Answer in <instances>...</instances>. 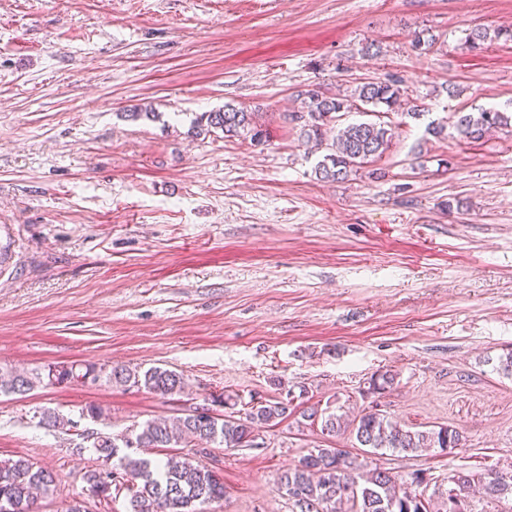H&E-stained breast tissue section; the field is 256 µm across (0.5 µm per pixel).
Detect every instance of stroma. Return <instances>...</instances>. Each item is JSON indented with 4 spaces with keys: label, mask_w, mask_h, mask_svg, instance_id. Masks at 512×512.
<instances>
[{
    "label": "stroma",
    "mask_w": 512,
    "mask_h": 512,
    "mask_svg": "<svg viewBox=\"0 0 512 512\" xmlns=\"http://www.w3.org/2000/svg\"><path fill=\"white\" fill-rule=\"evenodd\" d=\"M475 27L512 29V0H0V372L109 362L186 381L0 396V459L59 477L40 512L87 499L94 459L39 425L44 408L118 434L219 394L291 401L253 446L207 447L224 497L206 512H289L283 470L359 455L301 422L313 407L457 428V448L376 459L425 473L429 495L512 470V134L467 146L454 127L512 114V41L472 49ZM395 78L420 115L390 111L383 178H317L333 139L290 122L299 91ZM227 103L262 113L264 142L197 134ZM384 370L393 387L368 393Z\"/></svg>",
    "instance_id": "1"
}]
</instances>
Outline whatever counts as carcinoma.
<instances>
[{
  "label": "carcinoma",
  "instance_id": "1",
  "mask_svg": "<svg viewBox=\"0 0 512 512\" xmlns=\"http://www.w3.org/2000/svg\"><path fill=\"white\" fill-rule=\"evenodd\" d=\"M512 40V32L490 34L485 28H474L467 36L472 48H478L490 37ZM401 81H368L354 90L355 100L330 97L316 89L299 92L302 110L289 115V120L301 125L303 133L320 139L326 128L338 120V114L348 112L354 101L363 105V112L384 105L392 108L399 102ZM261 115L247 112L230 103L212 112H205L197 126H206L234 137L241 132L253 141L262 138ZM455 127L458 140L465 144L481 141L492 128H512V116L496 110L457 113ZM394 132L385 121L349 123L336 129L332 153L318 162L315 173L322 179L343 181L352 173L382 158L389 149ZM123 387L144 388L161 396L183 391L181 374L162 367L147 370L125 365L98 363H59L43 369L0 374V395L25 396L40 386L96 385L100 381ZM395 375L385 371L374 375L369 390L379 393L393 386ZM224 412L205 421L188 409L181 416L152 419L132 426L125 441L131 448H170L190 443L218 444L229 449L253 445L258 432L279 424L288 417L290 401L271 397L250 401L246 411L235 410L232 398L218 401ZM301 417L321 420V430L334 436L351 428L364 454L376 456L381 451L418 453L433 448L445 451L461 442L460 432L450 426H434L427 430L406 429L378 412H366L345 422L343 416L320 412L313 408ZM40 423L53 429L72 431L78 422L55 411L42 413ZM77 450L92 448L97 467L83 475L90 496L109 505L112 491H126L127 512H203V506L224 498V478L219 471L190 455L170 457L166 462L136 457L123 452L118 438L102 433L80 434ZM424 482L421 472L396 474L378 465L358 461L339 448H316L305 455L298 465L284 470L277 489L288 499L291 512H467L465 491L480 487L485 495L496 500L512 498V472H471L451 478L455 487L448 496L436 503L416 491ZM58 493L56 475L20 456L0 460V512H38L37 496Z\"/></svg>",
  "mask_w": 512,
  "mask_h": 512
}]
</instances>
